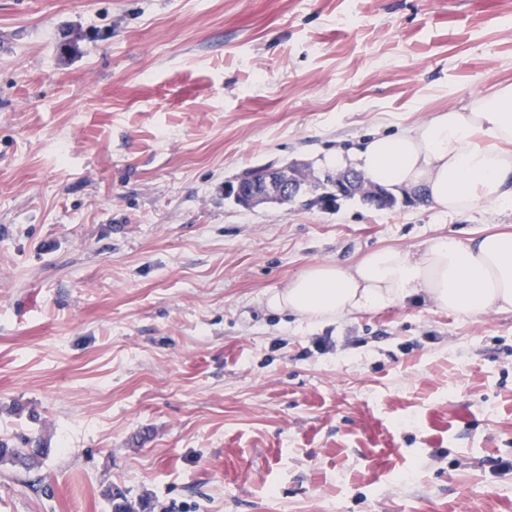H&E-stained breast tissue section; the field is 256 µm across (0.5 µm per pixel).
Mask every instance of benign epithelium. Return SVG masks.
Here are the masks:
<instances>
[{"label":"benign epithelium","mask_w":512,"mask_h":512,"mask_svg":"<svg viewBox=\"0 0 512 512\" xmlns=\"http://www.w3.org/2000/svg\"><path fill=\"white\" fill-rule=\"evenodd\" d=\"M301 187L291 179L284 166H266L261 173L244 174L240 178L224 184V195L233 203L245 209H255L264 205H286L299 197ZM360 194L362 188L355 173L344 171L336 174L332 193L325 200L323 208L335 209V200L348 194Z\"/></svg>","instance_id":"benign-epithelium-1"}]
</instances>
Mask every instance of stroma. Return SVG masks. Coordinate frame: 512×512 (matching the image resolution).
Here are the masks:
<instances>
[{
	"mask_svg": "<svg viewBox=\"0 0 512 512\" xmlns=\"http://www.w3.org/2000/svg\"><path fill=\"white\" fill-rule=\"evenodd\" d=\"M503 83L512 0H0V512H512L511 310L265 305L512 210L224 198ZM19 439L21 446H18L16 442L10 443L0 439V463H9L14 467L24 466L27 470H31L38 466L40 457L45 456L48 449L38 448L40 454L38 456H30L26 453V447H34L33 444H35V447H41L40 444L24 436H20ZM111 512H137L146 511L149 506L143 500L135 501L128 496V492L112 484L103 491Z\"/></svg>",
	"mask_w": 512,
	"mask_h": 512,
	"instance_id": "35a3bbf8",
	"label": "stroma"
}]
</instances>
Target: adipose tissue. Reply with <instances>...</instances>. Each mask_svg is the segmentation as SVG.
Segmentation results:
<instances>
[{
  "label": "adipose tissue",
  "instance_id": "ef3b65f1",
  "mask_svg": "<svg viewBox=\"0 0 512 512\" xmlns=\"http://www.w3.org/2000/svg\"><path fill=\"white\" fill-rule=\"evenodd\" d=\"M324 164L423 195L446 215L482 201L512 209V84L412 128L373 135L356 153ZM420 297L465 317L512 310V233L442 235L413 252L381 248L352 264L320 263L268 294L266 304L321 326Z\"/></svg>",
  "mask_w": 512,
  "mask_h": 512
}]
</instances>
